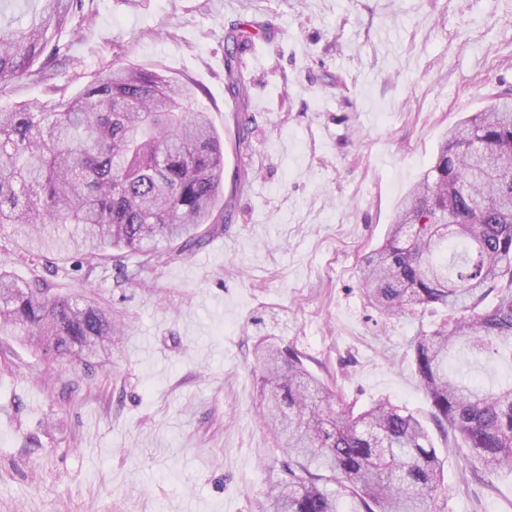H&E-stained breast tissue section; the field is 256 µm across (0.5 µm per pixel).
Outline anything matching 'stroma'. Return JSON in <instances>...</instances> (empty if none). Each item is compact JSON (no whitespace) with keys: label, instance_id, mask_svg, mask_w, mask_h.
Here are the masks:
<instances>
[{"label":"stroma","instance_id":"obj_1","mask_svg":"<svg viewBox=\"0 0 512 512\" xmlns=\"http://www.w3.org/2000/svg\"><path fill=\"white\" fill-rule=\"evenodd\" d=\"M246 23L267 30L241 55L252 149L225 141L224 171L256 176L230 224L121 283L111 251L88 275L0 234L16 278L91 293L126 329L91 376L0 331V512H266L280 462L247 326L263 309L345 403L386 400L433 428L432 512H512V470L466 465L415 372L411 339L447 309L381 316L358 279L449 127L512 91V0H84L60 54L1 86L0 106L72 97L133 63L189 83L231 127L224 37Z\"/></svg>","mask_w":512,"mask_h":512}]
</instances>
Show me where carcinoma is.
<instances>
[{
	"label": "carcinoma",
	"instance_id": "carcinoma-1",
	"mask_svg": "<svg viewBox=\"0 0 512 512\" xmlns=\"http://www.w3.org/2000/svg\"><path fill=\"white\" fill-rule=\"evenodd\" d=\"M39 6L25 28L0 23V87L40 74L56 55V32L83 0H25ZM253 34L233 27L224 63L236 99V142L251 148L248 82L236 63ZM224 135L187 83L162 72L116 69L80 94L0 111V231L30 254L80 253L91 263L109 247L115 265L166 254L186 257L204 224L229 222ZM481 207L471 205V197ZM364 294L384 315L441 305L461 315L410 342L438 427L490 472L512 470V383L487 389L455 375L448 356L512 364V98H500L448 130L432 165L397 206L383 243L364 256ZM490 305H484L488 296ZM36 351L95 370L118 348L121 322L83 294L51 281L16 279L0 266V327ZM261 416L284 460L269 492L271 512H429L441 462L419 418L385 401L360 413L312 374L304 356L265 335L253 347Z\"/></svg>",
	"mask_w": 512,
	"mask_h": 512
}]
</instances>
